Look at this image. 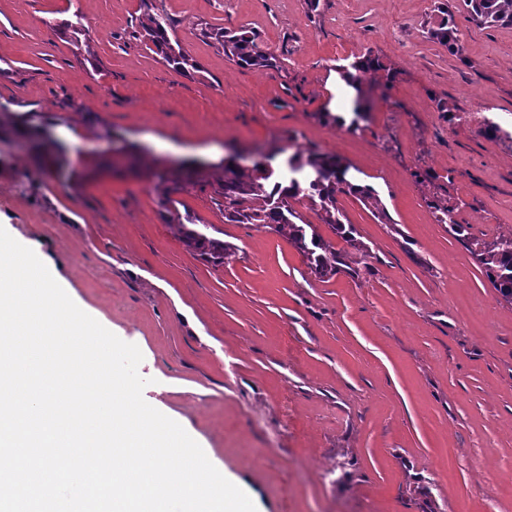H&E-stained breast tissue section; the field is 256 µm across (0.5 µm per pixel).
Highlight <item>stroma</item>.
<instances>
[{"mask_svg":"<svg viewBox=\"0 0 512 512\" xmlns=\"http://www.w3.org/2000/svg\"><path fill=\"white\" fill-rule=\"evenodd\" d=\"M436 0H163L201 65L184 76L135 40L139 0H0V105L38 113L69 146L64 172L16 179L0 144V222L50 239L75 298L139 347L143 395L188 434L257 512H512V305L428 202L458 207L471 237L512 231V141L449 124L480 102L512 132V27L459 23L462 55L425 38ZM81 13L103 71L53 35ZM246 27L281 71L243 69L197 24ZM374 51L401 72L359 129L335 68ZM96 113L97 125L86 124ZM336 155L375 188L387 220L338 198L368 248L366 272L321 279L287 239L228 224L210 186L224 161L297 149ZM195 160L207 185L181 200L237 246L221 266L160 217L146 167Z\"/></svg>","mask_w":512,"mask_h":512,"instance_id":"35a3bbf8","label":"stroma"}]
</instances>
